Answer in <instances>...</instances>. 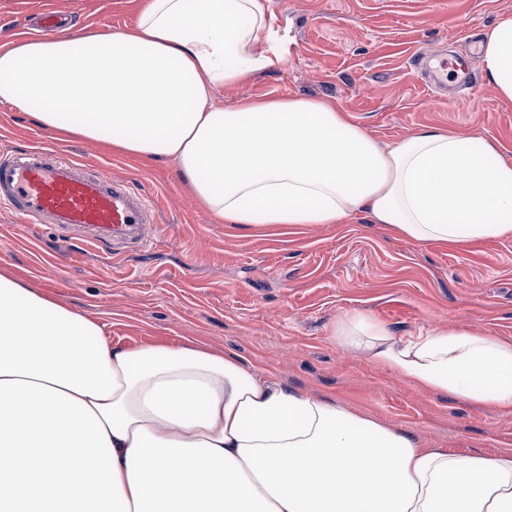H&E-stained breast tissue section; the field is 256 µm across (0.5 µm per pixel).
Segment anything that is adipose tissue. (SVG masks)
Instances as JSON below:
<instances>
[{"label":"adipose tissue","instance_id":"adipose-tissue-1","mask_svg":"<svg viewBox=\"0 0 512 512\" xmlns=\"http://www.w3.org/2000/svg\"><path fill=\"white\" fill-rule=\"evenodd\" d=\"M286 48L268 0H144L121 31L0 46V103L58 138L173 163L220 224H341L419 242L512 236V162L425 126L381 147L328 98H242ZM481 63L512 102V15ZM347 351L420 385L512 409V341L460 329L402 339L362 312ZM0 512H512V452L426 448L375 420L185 345L119 346L0 271Z\"/></svg>","mask_w":512,"mask_h":512}]
</instances>
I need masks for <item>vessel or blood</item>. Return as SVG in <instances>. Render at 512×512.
<instances>
[{
	"label": "vessel or blood",
	"instance_id": "obj_1",
	"mask_svg": "<svg viewBox=\"0 0 512 512\" xmlns=\"http://www.w3.org/2000/svg\"><path fill=\"white\" fill-rule=\"evenodd\" d=\"M418 63L432 84L447 86V61L424 54ZM0 205L25 223L50 225L61 242L78 234L111 250L144 244L155 222L146 196L128 179L40 148L0 154Z\"/></svg>",
	"mask_w": 512,
	"mask_h": 512
}]
</instances>
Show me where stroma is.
Wrapping results in <instances>:
<instances>
[{"label": "stroma", "instance_id": "1", "mask_svg": "<svg viewBox=\"0 0 512 512\" xmlns=\"http://www.w3.org/2000/svg\"><path fill=\"white\" fill-rule=\"evenodd\" d=\"M143 3L0 0V45L33 37L28 19L48 7L75 28L107 31L131 26ZM270 10L287 62L215 89V107L242 97H326L381 144L437 126L485 137L512 161V102L499 97L459 30L467 22L471 37H482L512 15V0H270ZM420 49L469 57L475 84L458 97L436 96L410 65ZM33 147L130 177L155 208V237L119 256L80 243L63 254L53 230L0 209V269L104 324L113 343L189 340L426 447L512 452V411L423 389L385 363L343 351L332 334L338 318L360 311L398 337L463 328L511 341L512 236L422 244L362 214L343 224H218L173 165L144 167L98 142L59 139L0 104V151Z\"/></svg>", "mask_w": 512, "mask_h": 512}]
</instances>
